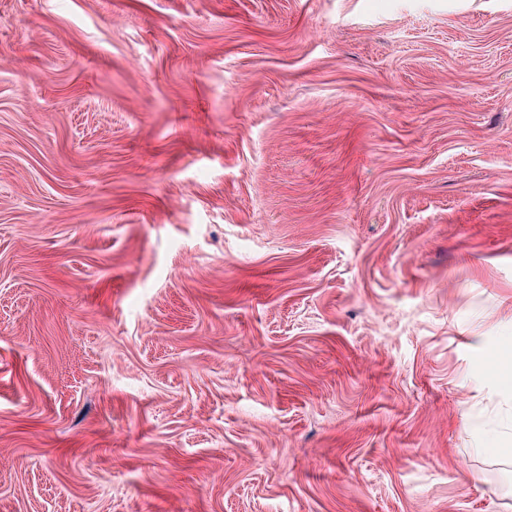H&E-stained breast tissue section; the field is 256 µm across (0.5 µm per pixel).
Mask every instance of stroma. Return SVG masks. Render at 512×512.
<instances>
[{"label":"stroma","mask_w":512,"mask_h":512,"mask_svg":"<svg viewBox=\"0 0 512 512\" xmlns=\"http://www.w3.org/2000/svg\"><path fill=\"white\" fill-rule=\"evenodd\" d=\"M509 295L512 0H0V512H512Z\"/></svg>","instance_id":"35a3bbf8"}]
</instances>
